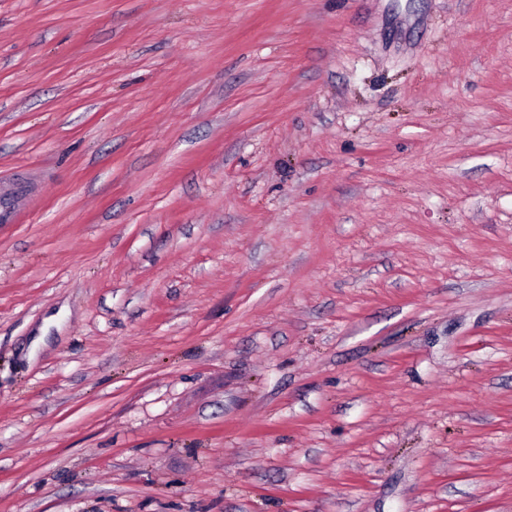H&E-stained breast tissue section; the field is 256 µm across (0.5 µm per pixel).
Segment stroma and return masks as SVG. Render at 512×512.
<instances>
[{"label":"stroma","mask_w":512,"mask_h":512,"mask_svg":"<svg viewBox=\"0 0 512 512\" xmlns=\"http://www.w3.org/2000/svg\"><path fill=\"white\" fill-rule=\"evenodd\" d=\"M0 512H512V0H0Z\"/></svg>","instance_id":"1"}]
</instances>
